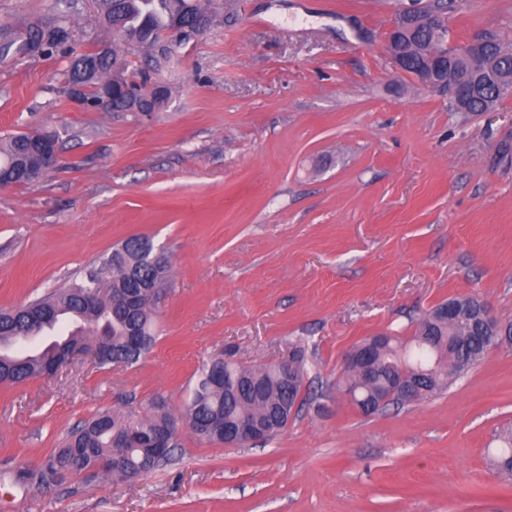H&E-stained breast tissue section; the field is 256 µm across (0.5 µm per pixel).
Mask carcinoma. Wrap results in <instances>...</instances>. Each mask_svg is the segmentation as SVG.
<instances>
[{"label":"carcinoma","instance_id":"carcinoma-1","mask_svg":"<svg viewBox=\"0 0 512 512\" xmlns=\"http://www.w3.org/2000/svg\"><path fill=\"white\" fill-rule=\"evenodd\" d=\"M97 4L98 13L117 44L145 45L149 49L155 48L151 35L170 29L175 16L187 17L207 11L201 0H97ZM413 39L428 50L438 46L432 31L422 23L416 27ZM67 40L64 27L29 20L16 36L0 42V57L47 54ZM181 45L175 36H170L166 56L150 54L148 69L140 71L137 77L146 83L148 71H159L165 64L173 67L178 62L176 50ZM387 52L398 55L409 73L419 71L422 66L420 55L402 45H391ZM80 58L97 60L94 73L84 75L75 59L65 73L66 84H83L86 101L94 103L99 99L100 88L110 83L113 110L124 111L126 100L122 88L128 76L125 75L126 62L118 58L117 49L98 59L92 51L79 55ZM454 76L477 84L466 102L465 112L473 115L495 109L507 99L503 87L512 79V34L487 35L482 55L472 59L468 66L454 70ZM30 139L31 134L27 132L10 137L6 145L0 147V161H12L26 152ZM149 245L150 241L145 238H130L113 250V256H119L120 261H112V256L93 261L63 291L48 293L11 311L0 312V384H20L48 373L68 347L81 345L91 338L99 342V367L136 364L154 343V319L148 309L128 311L131 297L142 288L159 292L166 286L169 276V270L157 269L145 259L144 250ZM130 267L136 270L134 279L126 274ZM103 282L111 284V299L99 308H86L84 299L95 293V288ZM42 316L76 324V329L68 331V344L55 349L14 352L16 322ZM492 346L493 340L480 323L446 320L438 316L434 308L420 321L411 339L403 342L395 336L386 337L377 357L379 371L374 379L362 383L354 373L348 372L343 375V387L356 392L358 406L363 410L382 398L385 399L380 406L382 410L400 406L402 402L390 396V383L401 368L414 367L427 370L420 378V385L423 398H431L447 389L454 377L480 361ZM302 386L301 379L284 386L273 364L246 367L215 358L194 374L181 415L192 434L218 444L220 438L207 430L209 421L231 423L241 416L272 420L283 407L295 410L300 406ZM149 406L150 411L144 416L132 413L117 416L109 411L97 413L74 429L37 471H23L17 475V480L22 484H42L57 472L67 478L87 476L92 468L98 473L121 478L145 466L160 467L170 456H155L149 448L150 439L153 432L166 427L172 410L161 399L151 401ZM115 436L134 437L136 447L114 468L108 465V459ZM511 455L512 433L504 437L502 453L496 460L500 471L512 474Z\"/></svg>","mask_w":512,"mask_h":512}]
</instances>
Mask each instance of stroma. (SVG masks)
I'll return each mask as SVG.
<instances>
[{"label": "stroma", "instance_id": "stroma-1", "mask_svg": "<svg viewBox=\"0 0 512 512\" xmlns=\"http://www.w3.org/2000/svg\"><path fill=\"white\" fill-rule=\"evenodd\" d=\"M370 2L213 0L159 108L104 112L74 106L63 78L112 40L95 0H0V30L38 18L70 35L67 53L0 61V145L47 131L63 157L0 190V310L132 237L171 262L139 363L0 385V512H512V476L491 464L512 426V348L370 417L337 386L356 343L412 336L448 299L512 320V97L449 111L392 66V10ZM448 25L459 44L512 31V0H456ZM222 355L297 356L303 404L275 439L228 448L184 429L129 481L16 483L97 412L179 409Z\"/></svg>", "mask_w": 512, "mask_h": 512}]
</instances>
